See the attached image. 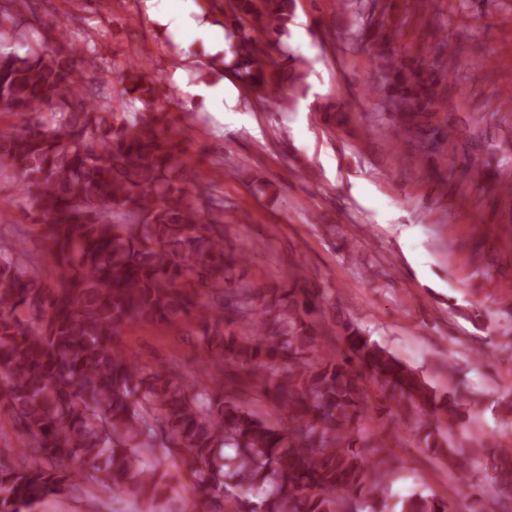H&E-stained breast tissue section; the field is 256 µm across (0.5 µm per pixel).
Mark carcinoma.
<instances>
[{"label":"carcinoma","mask_w":512,"mask_h":512,"mask_svg":"<svg viewBox=\"0 0 512 512\" xmlns=\"http://www.w3.org/2000/svg\"><path fill=\"white\" fill-rule=\"evenodd\" d=\"M231 40V73L245 89L305 83V62L282 41L295 0H208ZM19 6L0 4V113L23 123L0 130V178L23 177L43 229L47 265L0 244V411L26 438L27 452L0 448V512H30L50 496L88 482L101 496L170 500L159 452L179 454L200 492L193 512H387L391 468L385 442L360 435L373 407L362 373L382 399L414 417L420 442L448 459L488 450L494 479L512 490V448L481 436L449 446L441 423L476 413L459 389L441 395L424 376L371 340L353 321L317 317L323 292L305 272L290 288L256 300L234 278L243 254L224 251V201L182 186L185 161L174 100L144 61L103 73L128 111L108 112L76 68L79 48L66 25L52 44L21 49ZM453 134L430 133L426 155L455 163ZM195 325L208 348L204 378L183 383L128 355L120 336L135 324ZM343 337L347 351L327 345ZM275 394L277 420L237 404L239 373ZM82 461L85 474L73 464ZM401 512H450L447 500L412 494ZM478 512H512V495Z\"/></svg>","instance_id":"carcinoma-1"}]
</instances>
